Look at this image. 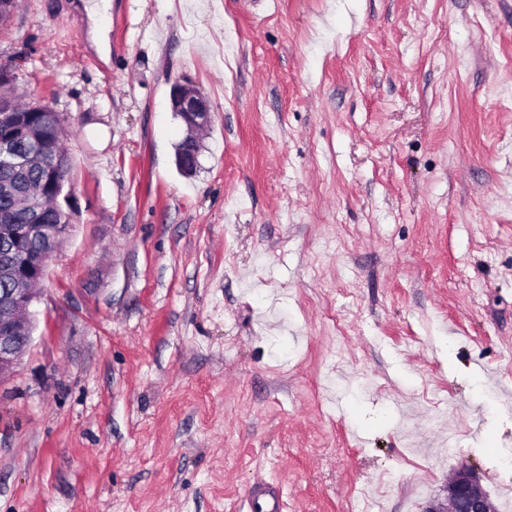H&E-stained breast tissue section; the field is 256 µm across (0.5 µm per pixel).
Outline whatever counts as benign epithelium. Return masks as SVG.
<instances>
[{
    "label": "benign epithelium",
    "mask_w": 512,
    "mask_h": 512,
    "mask_svg": "<svg viewBox=\"0 0 512 512\" xmlns=\"http://www.w3.org/2000/svg\"><path fill=\"white\" fill-rule=\"evenodd\" d=\"M170 101L173 112L188 127L187 154L181 157L180 163L183 172L191 174L197 170L201 152L195 132L210 123V104L199 90L180 82L172 85ZM15 130L17 135L0 138V163L24 166L38 157V150L17 152L13 140L26 136L27 131L20 122ZM37 298V289L30 287V281L23 277L16 278V287L0 296V382L14 373L32 340L35 322L31 307ZM424 512H495V507L473 473L461 468Z\"/></svg>",
    "instance_id": "7a95c632"
}]
</instances>
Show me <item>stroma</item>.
Here are the masks:
<instances>
[{
	"label": "stroma",
	"instance_id": "stroma-1",
	"mask_svg": "<svg viewBox=\"0 0 512 512\" xmlns=\"http://www.w3.org/2000/svg\"><path fill=\"white\" fill-rule=\"evenodd\" d=\"M19 0L74 223L0 382V512H512V0ZM209 99L195 175L173 83ZM424 512H495L486 490L468 468L456 471ZM246 505L247 512H283V493L277 484L259 479L250 487Z\"/></svg>",
	"mask_w": 512,
	"mask_h": 512
}]
</instances>
